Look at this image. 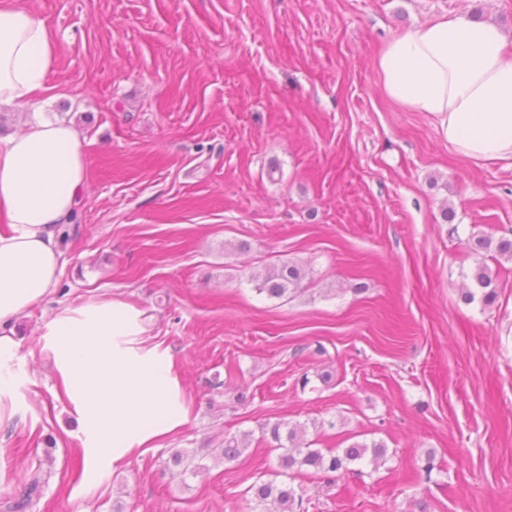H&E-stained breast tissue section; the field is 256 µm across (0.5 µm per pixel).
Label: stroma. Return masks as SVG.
Segmentation results:
<instances>
[{
  "label": "stroma",
  "mask_w": 512,
  "mask_h": 512,
  "mask_svg": "<svg viewBox=\"0 0 512 512\" xmlns=\"http://www.w3.org/2000/svg\"><path fill=\"white\" fill-rule=\"evenodd\" d=\"M57 46L41 117L83 134L88 181L54 299L16 322L1 366L0 512H255L258 479L294 512H512V161H475L388 100L375 59L442 14L498 23L512 0H16ZM492 307L464 303L478 264ZM306 271L282 299L253 277ZM116 298L166 350L190 419L110 467L83 460L41 335ZM318 448L381 442L379 466L283 470L264 431ZM250 433L237 461L224 439ZM201 472L179 477L172 452ZM470 249L474 253L493 250L501 257L512 259V239L508 238H500L497 240L489 236L471 238ZM472 280L474 288L481 292V299L485 306H490L494 303L497 297V282L496 275L486 265H478ZM257 506L273 505L259 512H294L296 492L288 483L275 480L256 481L249 489Z\"/></svg>",
  "instance_id": "obj_1"
}]
</instances>
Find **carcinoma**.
I'll use <instances>...</instances> for the list:
<instances>
[{
    "label": "carcinoma",
    "mask_w": 512,
    "mask_h": 512,
    "mask_svg": "<svg viewBox=\"0 0 512 512\" xmlns=\"http://www.w3.org/2000/svg\"><path fill=\"white\" fill-rule=\"evenodd\" d=\"M470 249L480 251H495L499 256L512 259V239H493L481 236L471 239ZM256 282V289L270 298H282L289 292L298 289L301 283V271L289 265L267 270L252 277ZM472 280L474 288L481 292L484 305L494 303L497 297L496 275L486 265L476 268ZM306 427L303 425L288 426L276 423L270 428V436L275 448L284 450L280 455V465L285 470H313L315 472H336L346 464L359 461H368L378 465L386 456L387 449L384 444L372 442L354 443L337 453L331 449L313 448L306 442ZM249 447V434L224 438V460L233 461L243 455ZM253 499L258 506L271 505L265 512H294L296 492L286 482L278 483L274 480L257 481L250 487ZM41 494L39 479L29 481L22 493L8 506L9 512H26L33 499Z\"/></svg>",
    "instance_id": "obj_1"
}]
</instances>
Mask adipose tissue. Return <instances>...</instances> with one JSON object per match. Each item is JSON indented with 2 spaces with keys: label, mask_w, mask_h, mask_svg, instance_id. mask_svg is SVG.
<instances>
[{
  "label": "adipose tissue",
  "mask_w": 512,
  "mask_h": 512,
  "mask_svg": "<svg viewBox=\"0 0 512 512\" xmlns=\"http://www.w3.org/2000/svg\"><path fill=\"white\" fill-rule=\"evenodd\" d=\"M512 40L464 16L394 37L375 61L384 96L430 117L441 139L474 160L512 159ZM55 46L30 11L0 0V110H38ZM87 163L79 130L35 120L0 137V362L18 347L16 319L57 291L61 232L82 200ZM138 311L119 299L58 312L44 341L80 425L84 458L122 463L185 425L189 411L167 351L143 347Z\"/></svg>",
  "instance_id": "ef3b65f1"
}]
</instances>
